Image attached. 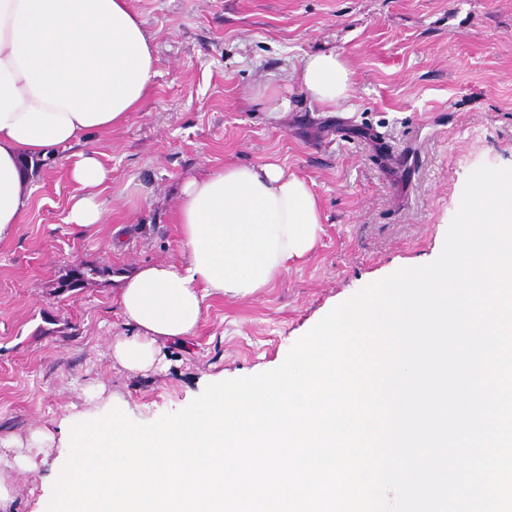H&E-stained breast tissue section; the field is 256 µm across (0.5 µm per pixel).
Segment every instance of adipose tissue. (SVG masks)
<instances>
[{"label":"adipose tissue","mask_w":512,"mask_h":512,"mask_svg":"<svg viewBox=\"0 0 512 512\" xmlns=\"http://www.w3.org/2000/svg\"><path fill=\"white\" fill-rule=\"evenodd\" d=\"M155 45L129 0H0V241L31 205V166L57 148L107 133L139 111L155 74ZM297 78L321 108L350 98V73L332 52L307 56ZM70 177L69 223L104 221L96 189L109 177L93 153L78 152ZM187 249L182 263L145 265L123 275L118 303L137 336L110 347L129 371L158 366L161 347L193 336L206 297L246 298L270 287L289 261L307 255L322 230L308 184L277 165L224 168L186 181L172 214ZM55 434L42 426L0 442V512L12 502L13 470H34Z\"/></svg>","instance_id":"1"}]
</instances>
